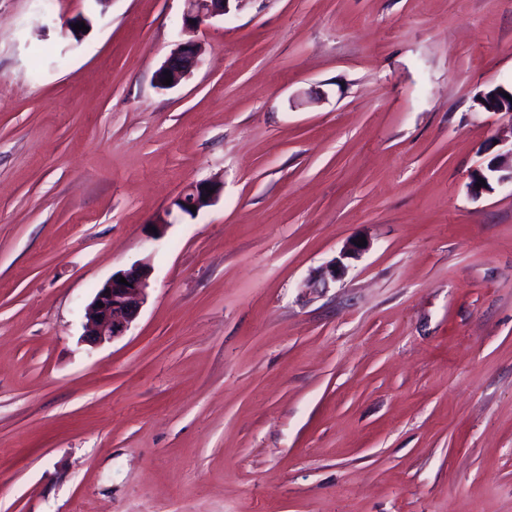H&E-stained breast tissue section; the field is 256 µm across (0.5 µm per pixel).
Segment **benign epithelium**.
I'll use <instances>...</instances> for the list:
<instances>
[{
    "label": "benign epithelium",
    "instance_id": "obj_1",
    "mask_svg": "<svg viewBox=\"0 0 512 512\" xmlns=\"http://www.w3.org/2000/svg\"><path fill=\"white\" fill-rule=\"evenodd\" d=\"M243 0H184L186 8L183 14L184 25L200 28L207 21L223 17L230 11V2ZM202 47L195 41L180 43L172 50L168 58L155 74V82L165 88L163 80L172 76L170 87L179 85L189 77L200 64ZM509 97H504V94ZM477 102L487 112L504 113L512 117V89L504 87L488 94L482 92ZM485 181L486 185L478 188L476 183ZM512 182V151L491 158L482 167L476 168L470 175L469 191L478 198L493 191V183ZM219 195V185L214 182H198L189 185L173 202L180 212L190 215L189 206H196V211L211 206ZM364 247L357 242H349L339 253L323 266L318 274L311 278L308 287L325 289L330 283L345 274V260L357 257ZM151 275L150 265L146 261L136 262L130 268L119 270L97 289L88 306L86 341L97 345L115 340L128 331L138 317L147 299V289ZM125 278L127 283L120 282Z\"/></svg>",
    "mask_w": 512,
    "mask_h": 512
}]
</instances>
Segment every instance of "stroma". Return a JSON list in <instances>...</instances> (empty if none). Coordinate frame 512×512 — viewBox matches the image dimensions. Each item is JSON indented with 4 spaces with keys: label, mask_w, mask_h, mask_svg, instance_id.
I'll return each instance as SVG.
<instances>
[{
    "label": "stroma",
    "mask_w": 512,
    "mask_h": 512,
    "mask_svg": "<svg viewBox=\"0 0 512 512\" xmlns=\"http://www.w3.org/2000/svg\"><path fill=\"white\" fill-rule=\"evenodd\" d=\"M183 10L0 0V512H512V185L468 189L512 149L475 100L512 0ZM138 261L139 317L86 342ZM246 0H184L186 8L183 14L185 26L201 28L207 21L223 17L230 11V2H237L235 7ZM194 20V23H191ZM201 54L202 47L198 42L189 41L178 44L155 74L158 87L169 89L179 85L199 66ZM167 74L172 76V83L163 85ZM209 190H213L209 194ZM219 195V185L214 182H198L190 184L183 192H181L173 202L180 212L187 215H196L202 209L211 206L216 202ZM205 197V200H202ZM196 206V213H193L189 206ZM358 241L349 242L339 253L323 266L318 274L308 282L309 288L325 289L329 288L330 282L336 281L345 274L347 265L345 260L357 257L364 250V246H357ZM150 275L148 262H136L129 269L113 273L97 288L88 306L84 334L87 342L97 345L125 335L146 302ZM120 277H124L127 284L119 283ZM98 302L104 307H99Z\"/></svg>",
    "instance_id": "35a3bbf8"
}]
</instances>
